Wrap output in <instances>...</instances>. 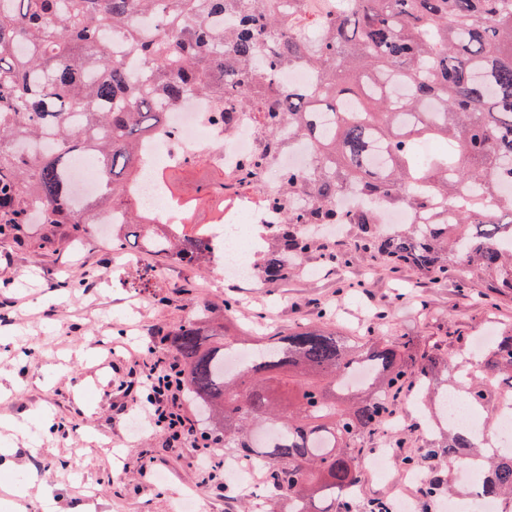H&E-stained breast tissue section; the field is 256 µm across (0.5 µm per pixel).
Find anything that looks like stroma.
Masks as SVG:
<instances>
[{
    "label": "stroma",
    "instance_id": "35a3bbf8",
    "mask_svg": "<svg viewBox=\"0 0 512 512\" xmlns=\"http://www.w3.org/2000/svg\"><path fill=\"white\" fill-rule=\"evenodd\" d=\"M355 234L348 228L287 280L257 288L148 253L140 268L116 271L95 238L78 255L68 240L39 252L0 240V415L21 432L0 458V512H46L47 485L57 512H173L186 491L196 512H288L271 493L254 499L225 475L204 473L196 448L170 447L155 425L129 428L145 398L130 383L168 356L165 336L188 318L190 304L208 306L239 336L268 320L284 333L314 325L325 311L342 333L411 336L418 349L447 357L512 324V297L459 279L433 284L412 268L369 259L353 247ZM390 404L406 451L424 447L426 416L412 388ZM15 484L31 492L21 509Z\"/></svg>",
    "mask_w": 512,
    "mask_h": 512
}]
</instances>
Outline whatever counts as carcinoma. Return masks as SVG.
<instances>
[{
	"label": "carcinoma",
	"instance_id": "obj_1",
	"mask_svg": "<svg viewBox=\"0 0 512 512\" xmlns=\"http://www.w3.org/2000/svg\"><path fill=\"white\" fill-rule=\"evenodd\" d=\"M284 17L281 0H0V240L48 249L52 225L66 237H95L89 214L120 209L111 249L136 228L161 260L200 266L205 242L161 240L134 207L128 188L141 147L167 128L169 111L192 94L224 101L215 119L230 133L239 111H254L260 148L241 165L238 189L255 187L268 165L296 141L314 149L304 170L280 172L265 198L281 213L258 269L275 284L319 246L312 224H352L356 249L409 265L433 282L463 276L512 292V0H326ZM142 15L159 30L144 35ZM119 37L146 67L138 84L112 56ZM304 64L320 74L310 90L281 88V71ZM422 140L448 149L421 155ZM99 164V194L79 200L73 162ZM193 162L173 168L184 185ZM344 194L367 197L342 208ZM420 221L390 231L388 213ZM188 318L171 348L184 388L207 432L224 448L262 462L267 486L288 512H390L361 509L355 445L379 430L389 398L406 382L448 390L440 355L406 337L366 344L331 326L274 333L238 351L224 327ZM465 400L495 417L512 406V326L469 366ZM446 472L460 462L482 471L480 489L512 500V454L496 456L450 427L418 453Z\"/></svg>",
	"mask_w": 512,
	"mask_h": 512
}]
</instances>
